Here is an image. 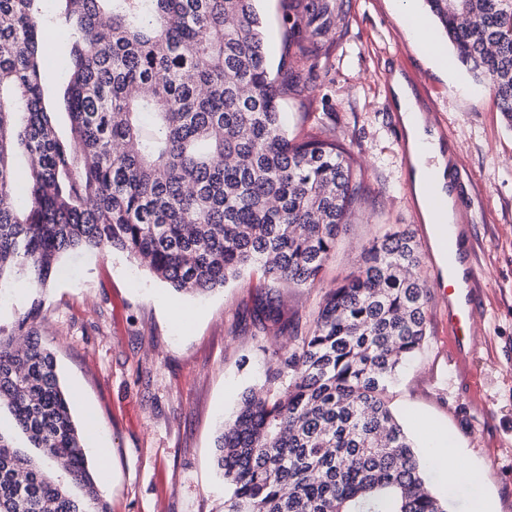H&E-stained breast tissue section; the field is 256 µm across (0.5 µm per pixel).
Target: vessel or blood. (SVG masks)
<instances>
[{
	"mask_svg": "<svg viewBox=\"0 0 512 512\" xmlns=\"http://www.w3.org/2000/svg\"><path fill=\"white\" fill-rule=\"evenodd\" d=\"M444 230L450 281L444 295L448 304V369L455 373L477 350L472 327L482 311L483 290L472 226L456 222L445 225Z\"/></svg>",
	"mask_w": 512,
	"mask_h": 512,
	"instance_id": "obj_1",
	"label": "vessel or blood"
}]
</instances>
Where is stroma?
Wrapping results in <instances>:
<instances>
[{
	"label": "stroma",
	"instance_id": "1",
	"mask_svg": "<svg viewBox=\"0 0 512 512\" xmlns=\"http://www.w3.org/2000/svg\"><path fill=\"white\" fill-rule=\"evenodd\" d=\"M272 68L288 54L286 0H259ZM333 67L281 100L289 136L334 128L354 141L363 198L311 288L254 270L206 297L178 294L122 253L64 257L32 327L54 355L82 431L87 460L110 512H224L213 461L221 422L243 391L262 383L274 335L257 316L279 306L293 337L307 333L327 288L362 263V250L421 214L390 85L401 74L429 128L443 132L454 175L471 198L486 313L474 365L486 377L480 400L462 399L448 374L446 309L430 289V338L390 389L408 431L417 421L444 434L496 502L512 512V129L464 70L442 71L406 29L396 0H350ZM188 313L174 316L175 309ZM108 448L100 470L95 446Z\"/></svg>",
	"mask_w": 512,
	"mask_h": 512
}]
</instances>
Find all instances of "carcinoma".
Here are the masks:
<instances>
[{
  "label": "carcinoma",
  "instance_id": "cac0c4a2",
  "mask_svg": "<svg viewBox=\"0 0 512 512\" xmlns=\"http://www.w3.org/2000/svg\"><path fill=\"white\" fill-rule=\"evenodd\" d=\"M40 0H0V296L33 291L18 330L75 250L126 252L178 293L248 270L316 283L362 199L352 145L289 138L280 99L328 71L343 0H288L283 76L268 65L258 0H58L68 130L43 86ZM459 64L512 128V0H424ZM27 160L18 200V156ZM408 229L365 249L325 293L309 333L274 352L216 439L224 512H448L393 413L391 385L428 338V286ZM0 512H107L54 357L0 335ZM65 462L64 472L52 470Z\"/></svg>",
  "mask_w": 512,
  "mask_h": 512
}]
</instances>
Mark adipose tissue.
Instances as JSON below:
<instances>
[{
  "label": "adipose tissue",
  "instance_id": "adipose-tissue-1",
  "mask_svg": "<svg viewBox=\"0 0 512 512\" xmlns=\"http://www.w3.org/2000/svg\"><path fill=\"white\" fill-rule=\"evenodd\" d=\"M392 88L406 129L408 150L413 158L411 178L417 205L427 223L452 222L453 212L434 214L425 191L427 180L432 179L441 184L446 181L444 148L437 133L427 129L424 117L415 105L411 90L401 75H393Z\"/></svg>",
  "mask_w": 512,
  "mask_h": 512
}]
</instances>
